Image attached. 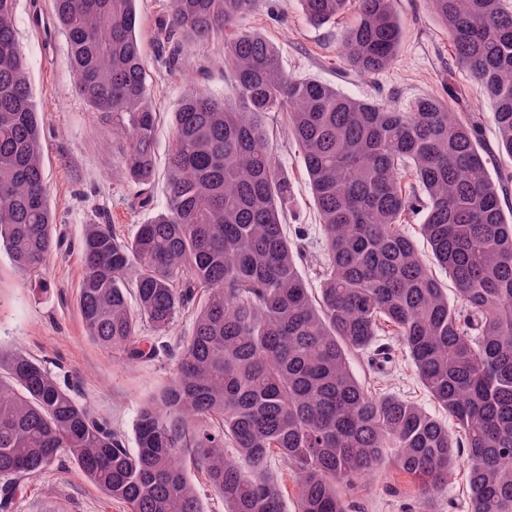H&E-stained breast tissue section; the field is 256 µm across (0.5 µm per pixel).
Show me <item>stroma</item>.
I'll return each mask as SVG.
<instances>
[{
    "label": "stroma",
    "mask_w": 512,
    "mask_h": 512,
    "mask_svg": "<svg viewBox=\"0 0 512 512\" xmlns=\"http://www.w3.org/2000/svg\"><path fill=\"white\" fill-rule=\"evenodd\" d=\"M168 9L169 0H138L136 4L150 97L161 114L155 176L143 190L152 200L147 208L139 204L143 191L120 172L124 138L75 91L67 41L55 23L51 0H16L15 10L17 39L33 99L41 111L45 176L57 246L41 281L20 272L6 252H0V352H21L39 360L128 448L135 445L134 425L143 403L172 376L173 353L190 334L195 310L189 307L178 312L164 333L142 324V335L158 347L153 358L127 362L103 348L88 336L79 309L83 237L87 225L108 224L118 238L130 239L139 224L166 206L173 114L188 86L219 99L229 95L232 87L220 38L188 47L179 67L170 68L155 42ZM393 9L404 37L396 62L372 78L347 70L339 57L346 20L314 26L305 17L300 0H258L239 26L273 41L292 77L319 81L351 97L392 101L402 107L442 93L445 79L450 78L460 95L459 111L490 115L492 102L473 75L457 66L448 33L428 0H393ZM285 122L281 112L262 118L277 161L292 186L293 196L284 210L285 230L291 234L299 226L308 229L299 270L315 288L324 263V242L310 183ZM350 366L372 393L407 399L436 418H444L401 345H394L384 373H374L361 355L351 356ZM349 501L351 512H422L423 508L414 479L389 464L350 491ZM11 512H129V508L110 499L75 465L63 460L39 477L23 481Z\"/></svg>",
    "instance_id": "35a3bbf8"
}]
</instances>
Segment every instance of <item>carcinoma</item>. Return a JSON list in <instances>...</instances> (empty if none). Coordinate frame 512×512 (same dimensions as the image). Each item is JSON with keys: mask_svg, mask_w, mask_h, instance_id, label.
Listing matches in <instances>:
<instances>
[{"mask_svg": "<svg viewBox=\"0 0 512 512\" xmlns=\"http://www.w3.org/2000/svg\"><path fill=\"white\" fill-rule=\"evenodd\" d=\"M300 2L315 25L352 17L339 56L358 76L395 62L403 29L393 0ZM256 3L170 0L159 44L173 65L184 44L233 31L224 67L234 103L188 90L174 112L166 209L129 242L90 224L82 245L83 323L123 359L155 353L141 321L165 331L197 304L173 378L142 406L132 451L41 363L0 353V508L66 457L130 512H204L187 457L230 512H349L347 492L391 450L423 502L448 489L464 452L469 512H512V208L501 201L512 173L495 179L487 163L496 153L512 161V0H430L457 64L494 104V150L483 115L457 111L452 90L403 110L294 79L276 44L236 31ZM15 4L0 0V247L38 273L56 242ZM135 4L52 0L76 92L126 134L123 170L145 186L160 115ZM267 112L286 115L310 178L325 245L315 294L298 268L304 235L292 241L282 224L292 187ZM414 211L453 301L405 232ZM383 333L401 339L456 435L353 376L351 354L387 359ZM273 454L296 474L292 509L268 474Z\"/></svg>", "mask_w": 512, "mask_h": 512, "instance_id": "cac0c4a2", "label": "carcinoma"}]
</instances>
